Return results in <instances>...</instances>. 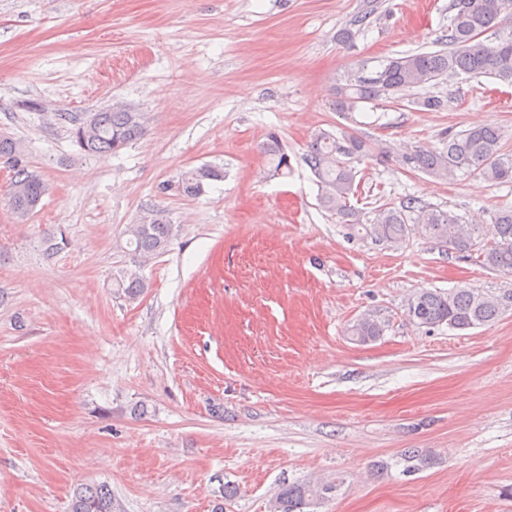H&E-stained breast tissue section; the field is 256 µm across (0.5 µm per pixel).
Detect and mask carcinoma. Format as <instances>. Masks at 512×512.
Here are the masks:
<instances>
[{
  "instance_id": "obj_1",
  "label": "carcinoma",
  "mask_w": 512,
  "mask_h": 512,
  "mask_svg": "<svg viewBox=\"0 0 512 512\" xmlns=\"http://www.w3.org/2000/svg\"><path fill=\"white\" fill-rule=\"evenodd\" d=\"M448 12V49L390 57L374 71L365 62L357 64L337 88L333 110L346 113L354 111L362 102L397 100L405 92L428 82L462 75L489 77L512 86V0H450ZM371 14L369 10L356 15L337 32L336 39L352 43L356 34L364 30ZM492 30L498 33L494 41L480 40ZM57 116L72 124L70 133L74 143L80 151L91 155L117 153L140 139L146 130L144 114L120 104L93 112L87 119H78L69 112H59ZM365 151V142L354 136L339 138L320 134L304 155L320 191V204L336 214L341 223L359 226L365 234L387 243L399 242L413 230L444 244L461 258L477 252L486 268L512 273V207L492 213L495 238L489 243L484 242L479 227L466 223L449 210L423 205L413 197L403 199L398 207L375 210L370 223H362L350 202L358 189L357 172L351 160ZM264 152L273 173H288V154L276 133L268 135ZM1 159L6 160L12 171L9 185L12 211L23 222L35 212L34 203L42 200L47 186L28 170L23 145L7 135H0ZM398 163L438 180H448L464 172L492 184L512 183V154L504 152L501 129L492 124L450 131L443 148L417 147L402 154ZM219 178L221 171L215 166L193 168L181 177V194L197 197L205 191L208 182ZM174 234V225L161 209L147 212L127 228L133 253L141 257L164 253ZM114 281L117 293L129 299L140 296L147 288L143 278L133 270L120 271ZM511 306L512 292L497 295L466 287L447 292L421 290L408 298L406 315L421 327L431 329L446 324L451 330L463 331L495 322ZM385 328L386 321L368 314L349 326L348 335L355 342L367 344L382 336ZM406 458L410 461L406 471L413 472L427 466L431 455L421 448H409ZM336 489L337 484L333 482L321 486L288 484L272 500L270 512H306ZM71 512H112V490L106 485L79 489Z\"/></svg>"
}]
</instances>
